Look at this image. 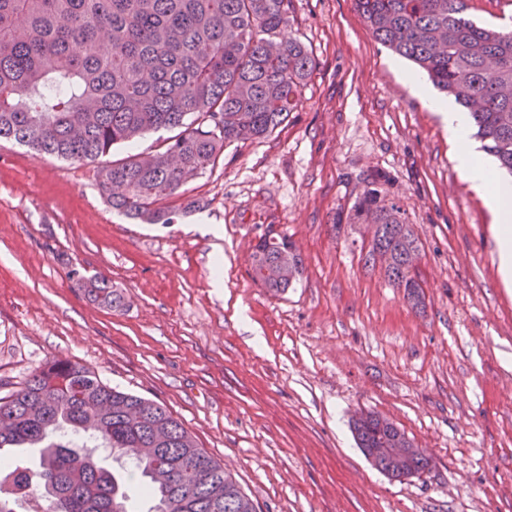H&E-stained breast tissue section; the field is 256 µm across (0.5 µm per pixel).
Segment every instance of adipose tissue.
<instances>
[{
	"label": "adipose tissue",
	"mask_w": 512,
	"mask_h": 512,
	"mask_svg": "<svg viewBox=\"0 0 512 512\" xmlns=\"http://www.w3.org/2000/svg\"><path fill=\"white\" fill-rule=\"evenodd\" d=\"M413 93L429 98L431 107L439 112L448 130V138L457 151L454 156L457 167L479 189L494 213L496 222L493 231L498 244V255L503 275L512 274V182L491 177L489 168L482 161L469 141L471 118L437 99H430L429 92L419 77H411Z\"/></svg>",
	"instance_id": "adipose-tissue-1"
}]
</instances>
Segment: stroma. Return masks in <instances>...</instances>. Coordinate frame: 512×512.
I'll return each instance as SVG.
<instances>
[{"mask_svg":"<svg viewBox=\"0 0 512 512\" xmlns=\"http://www.w3.org/2000/svg\"><path fill=\"white\" fill-rule=\"evenodd\" d=\"M283 35L314 59L297 108L225 147L167 200L169 223L128 218L96 180L167 131L95 163L0 141V397L50 360L83 365L164 404L256 512H512V284L494 217L411 91L412 63L354 0H293ZM373 177L421 245L424 311L366 266L363 225L338 223ZM268 233L303 261L281 294L252 277ZM82 275L105 277L122 306L94 301ZM360 412L430 466L376 469L351 429Z\"/></svg>","mask_w":512,"mask_h":512,"instance_id":"1","label":"stroma"}]
</instances>
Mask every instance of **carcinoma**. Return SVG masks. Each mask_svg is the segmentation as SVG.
<instances>
[{"instance_id": "cac0c4a2", "label": "carcinoma", "mask_w": 512, "mask_h": 512, "mask_svg": "<svg viewBox=\"0 0 512 512\" xmlns=\"http://www.w3.org/2000/svg\"><path fill=\"white\" fill-rule=\"evenodd\" d=\"M293 0H0V140L37 155L93 162L150 132L177 129L156 153L98 169L107 202L133 219L166 224L159 201L215 165L224 147L261 138L298 105L313 57L284 40ZM373 37L412 61L470 112L476 138L512 173V31L476 25L467 0H354ZM348 223L376 226L365 263L424 306L411 252L420 250L400 206L374 186ZM253 276L277 294L302 274L294 245L267 235ZM78 287L116 308L97 275ZM363 452L408 449L409 470L428 459L396 425L353 421ZM122 460L102 466L98 446ZM37 448L31 463L0 456V512H256L236 480L162 404L104 384L67 359L38 369L0 398V450Z\"/></svg>"}]
</instances>
